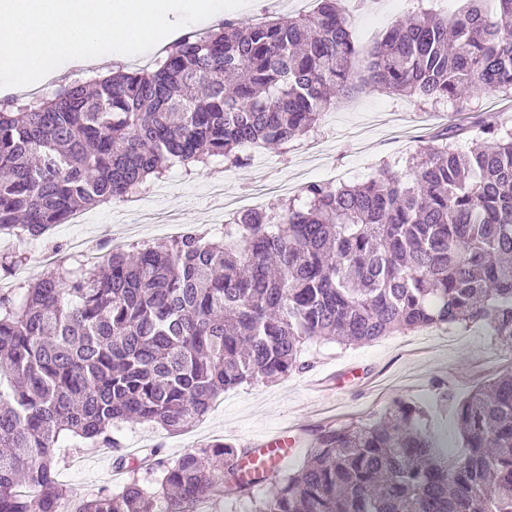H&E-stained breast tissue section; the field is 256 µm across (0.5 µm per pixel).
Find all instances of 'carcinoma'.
Segmentation results:
<instances>
[{"label":"carcinoma","mask_w":512,"mask_h":512,"mask_svg":"<svg viewBox=\"0 0 512 512\" xmlns=\"http://www.w3.org/2000/svg\"><path fill=\"white\" fill-rule=\"evenodd\" d=\"M310 14L187 32L146 69L75 79L50 96L0 100V233L32 238L120 199L176 163L245 164L248 150L315 130L351 90L425 102L512 93V0H467L388 31L354 70L341 0ZM355 186L311 182L304 204L239 213L209 237L112 250L0 295V512H512V373L444 393L450 456L397 400L361 426L322 429L288 472L228 442L171 462L149 449L130 478L71 505L55 451L72 436L116 448L112 430L181 431L225 390L303 370L304 348L394 332L486 329L512 349V128L480 119ZM265 487L263 497L253 489Z\"/></svg>","instance_id":"1"}]
</instances>
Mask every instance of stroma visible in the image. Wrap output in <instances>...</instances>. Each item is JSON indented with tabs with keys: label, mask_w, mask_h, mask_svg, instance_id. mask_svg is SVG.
<instances>
[{
	"label": "stroma",
	"mask_w": 512,
	"mask_h": 512,
	"mask_svg": "<svg viewBox=\"0 0 512 512\" xmlns=\"http://www.w3.org/2000/svg\"><path fill=\"white\" fill-rule=\"evenodd\" d=\"M461 0H379L376 9L359 8L351 13L353 35L362 53L358 66H365V53L387 29L406 19L419 7L443 13L455 12ZM314 0H242L233 19L246 27L268 13L293 15L313 9ZM485 112L512 115V95L484 93L465 102L420 103L366 88L340 99L328 113L315 135L321 154L311 157L307 147L312 138L289 143L287 150L262 149V159L254 164L224 170V192L236 195L248 191L258 181L276 186L269 203L282 194L299 195L314 181L342 177L344 184L361 183L376 175L380 162L394 171L406 170V160L435 142L446 126H472ZM213 170L185 171L173 166L166 174L167 190L157 202L159 211L178 217L186 228L208 234L213 227L209 197ZM93 223L72 228L58 225L47 238L38 240V249L49 254L48 262L28 252L30 279L49 274L61 264H74L77 255L69 239L80 232L89 251L111 244L116 233L130 232L131 243L157 244L163 237L154 224H138L133 229L112 221L111 208H92ZM307 369L288 378L245 383L221 394L211 411L192 427L168 432L152 422L127 423L114 430L120 449L94 448L79 439L64 440L57 450L58 478L67 487L86 495L100 489L116 490L125 478L113 469L116 454L134 458L144 449L162 447L174 460L185 451L226 441L260 451L268 436L288 428L293 444L285 466L297 469L305 460L315 435L328 426L361 425L379 417L394 399L423 405L438 400L440 393L462 394L501 373L512 370V353L496 345L481 328L397 332L379 340L352 346L333 342L310 344L304 354Z\"/></svg>",
	"instance_id": "35a3bbf8"
}]
</instances>
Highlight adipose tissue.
Segmentation results:
<instances>
[{
  "label": "adipose tissue",
  "instance_id": "adipose-tissue-1",
  "mask_svg": "<svg viewBox=\"0 0 512 512\" xmlns=\"http://www.w3.org/2000/svg\"><path fill=\"white\" fill-rule=\"evenodd\" d=\"M229 0H0V86L24 90L62 69L100 66L131 50L170 46L184 18L206 26Z\"/></svg>",
  "mask_w": 512,
  "mask_h": 512
}]
</instances>
